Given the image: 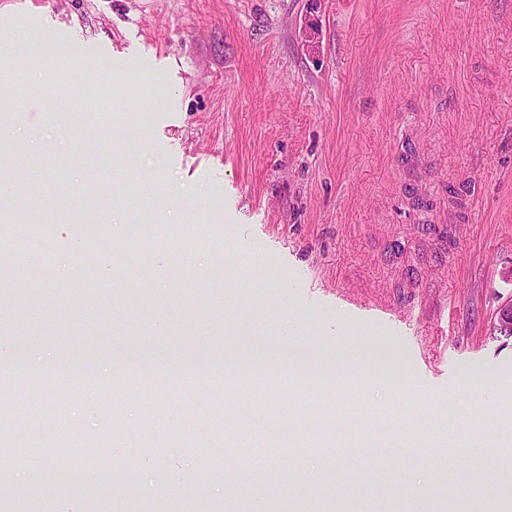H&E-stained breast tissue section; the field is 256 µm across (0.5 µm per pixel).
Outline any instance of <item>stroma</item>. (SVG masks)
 I'll return each instance as SVG.
<instances>
[{"mask_svg":"<svg viewBox=\"0 0 512 512\" xmlns=\"http://www.w3.org/2000/svg\"><path fill=\"white\" fill-rule=\"evenodd\" d=\"M22 28L5 68L24 101L0 117L17 223L71 188L114 247L148 244L149 278H85L67 222L31 281L8 279L0 337L31 377L70 361L81 386L47 395L66 424L38 463L0 470V512H184V476L193 512H492L512 416V336L495 327L512 301V0H0V41ZM133 176L152 196L127 192ZM291 318L307 332L289 343ZM345 358L384 371L281 381L288 360ZM118 359L184 400L225 364L267 363L297 416L247 396L233 427L287 469L200 427L180 432L186 453L146 451L144 413L165 403L118 384ZM104 445L86 493L84 452Z\"/></svg>","mask_w":512,"mask_h":512,"instance_id":"35a3bbf8","label":"stroma"}]
</instances>
